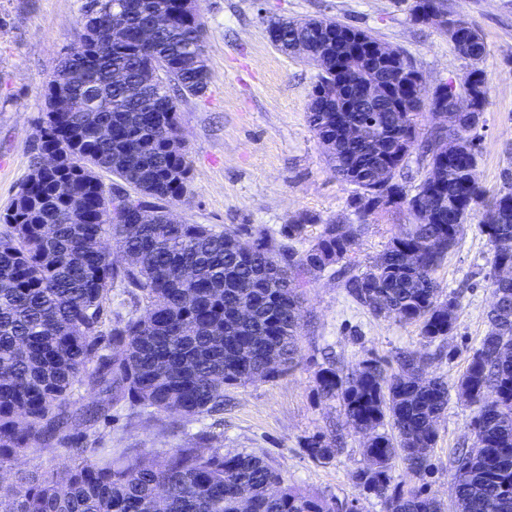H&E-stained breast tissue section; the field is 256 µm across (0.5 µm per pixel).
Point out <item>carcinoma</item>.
Returning a JSON list of instances; mask_svg holds the SVG:
<instances>
[{
    "instance_id": "cac0c4a2",
    "label": "carcinoma",
    "mask_w": 512,
    "mask_h": 512,
    "mask_svg": "<svg viewBox=\"0 0 512 512\" xmlns=\"http://www.w3.org/2000/svg\"><path fill=\"white\" fill-rule=\"evenodd\" d=\"M126 18L127 40L108 39L110 18ZM166 25L142 45L138 30L158 16ZM448 42L469 65L459 84L462 97L476 96L486 111L490 88L482 65L488 45L474 24L455 19ZM332 18L277 20V48H297L319 69L308 120L326 147L337 177L356 186L359 222L383 209L413 214L415 203L430 213L426 224H407L371 265L356 275L347 262L360 226L323 225L304 249L308 214L276 232L241 224H173L165 219L190 179L183 152L168 138L179 132V102L208 89L204 22L197 6L181 0H84L81 29L44 86L45 112L32 144L29 172L0 213V465L58 444L73 462L60 474L23 478L0 487V512H344L285 483L268 460L222 448L88 447L70 434L73 422L108 423L113 407L188 418L224 412V390L274 379L296 359L302 320L292 281L316 276L339 262L348 294L376 317L416 323L430 344L455 327L458 295L443 298L435 272L458 242L468 216L484 209L479 225L491 243L490 265L512 261V173L506 186L486 196L478 174L480 144L470 134L448 143L453 154L437 164L430 130L407 140L426 110L414 96L377 101L366 112L336 113L322 93L346 78L359 85V61L336 45ZM84 69L74 84L72 67ZM124 80L112 83V73ZM69 94L74 109L52 111V100ZM112 103L94 112L95 103ZM372 123L373 142L352 143L342 127ZM421 151L427 171L414 192L405 190L403 163ZM54 158L42 165L39 155ZM381 170L384 185L375 182ZM112 176L106 183L104 175ZM65 191H57L59 183ZM157 214L138 223V209ZM495 211L499 220L489 223ZM247 235L251 244L241 243ZM119 286L143 313H112ZM495 303L488 329L470 356L459 391L476 405L472 418L478 454L455 451L456 512H512V280H492ZM246 300L253 314L235 316ZM397 367L365 360L350 373L334 363L315 375L325 399L340 401L349 425L375 431L364 449L367 466L356 485L375 495L385 512H442L440 502L394 482V463L424 476L436 443V420L448 406V386L424 375L423 356L403 351ZM93 394L78 412L67 409L75 389ZM341 450L336 436L312 438L306 451L318 461Z\"/></svg>"
}]
</instances>
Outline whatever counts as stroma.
I'll return each mask as SVG.
<instances>
[{"label":"stroma","mask_w":512,"mask_h":512,"mask_svg":"<svg viewBox=\"0 0 512 512\" xmlns=\"http://www.w3.org/2000/svg\"><path fill=\"white\" fill-rule=\"evenodd\" d=\"M412 0H198L206 24L210 82L205 95L178 109L180 135L191 164L187 191L172 211L190 224H262L279 229L299 213L316 216L308 238L323 223L350 224L357 217L350 200L354 185L337 178L324 146L307 121L309 92L317 68L276 49L271 20L328 16L371 32L410 58L427 85L456 81L466 62L445 36L415 23ZM449 16L471 21L489 54L483 64L489 104L477 134L478 176L492 193L512 171V0H444ZM82 0H0V213L12 203L29 170L30 144L44 109L43 88L79 28ZM481 214L468 218L458 243L437 269L443 291L460 296L456 327L433 344L418 324L376 317L347 295L331 273L302 288L304 321L297 366L283 377L227 388L221 421L209 422L210 443L265 457L288 484L327 501H357L360 512H384L380 499L360 493L354 475L365 464V439L346 421L337 400L320 397L315 373L334 361L343 372L378 359L391 365L402 351L428 355L427 372L443 378L451 394L436 424L431 496L455 512L452 485L456 448L472 446L474 407L456 393L468 360L487 331L493 301L490 246L478 228ZM410 218L390 210L369 217L353 256L362 271L401 232ZM200 421L180 416L132 415L115 407L108 425L77 427L74 434L93 443L111 436L116 448H184ZM344 437L342 453L328 461L311 458L308 439L330 432ZM71 462L66 447L29 451L0 465V479L49 476Z\"/></svg>","instance_id":"1"}]
</instances>
